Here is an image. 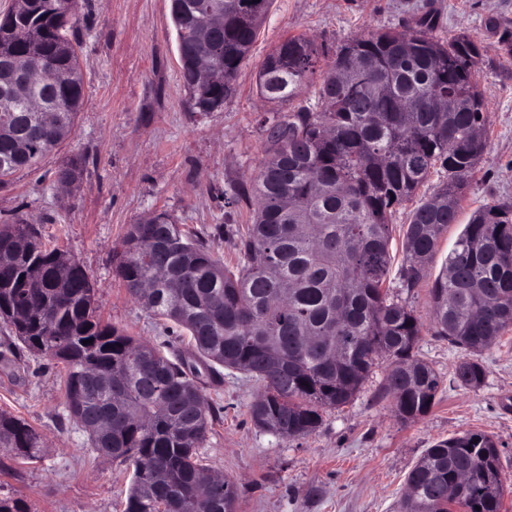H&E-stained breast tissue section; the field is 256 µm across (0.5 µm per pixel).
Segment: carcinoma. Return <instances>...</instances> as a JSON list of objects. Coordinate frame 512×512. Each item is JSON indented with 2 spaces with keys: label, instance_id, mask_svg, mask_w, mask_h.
<instances>
[{
  "label": "carcinoma",
  "instance_id": "carcinoma-1",
  "mask_svg": "<svg viewBox=\"0 0 512 512\" xmlns=\"http://www.w3.org/2000/svg\"><path fill=\"white\" fill-rule=\"evenodd\" d=\"M273 0H172L179 59L210 55L224 84L194 85L182 67L193 112H215L233 91ZM224 30L198 36L210 15ZM429 15L407 30L369 31L336 49L315 86V106L295 103L311 85L320 52L302 36L285 39L259 72L260 94L288 103L264 128L266 157L252 183L253 224L240 236L230 271L205 240L167 211L130 225L115 254L128 292L163 323L190 337L194 352L172 357L143 345L97 314L96 291L78 264L59 285L56 268L73 257L48 247L33 224H0V323L23 349L63 365L67 420L98 455L133 466L124 512H237L238 488L198 483V449L215 417L195 384L199 368L262 383L250 405L262 430L304 438L323 412L347 405L379 357L389 361L383 393L404 422L427 414L442 380L413 354L423 324L384 287L392 262V217L432 173L402 231L400 288L425 277L440 236L460 223L464 189L487 149L486 102L475 81L483 57L466 36L432 35ZM74 0H24L0 14V55L39 60V82L0 97V186L31 169L70 137L86 98ZM39 102L42 110L31 112ZM72 159L57 181L81 178ZM152 287L144 290L141 285ZM435 333L465 353L456 382L478 389L487 370L472 355L512 327V203L474 209L431 288ZM90 344H83L85 340ZM100 415L112 427H94ZM0 450L42 457L41 436L0 412ZM494 439L466 432L427 449L409 471L397 512H503L506 489ZM0 512H29L0 492Z\"/></svg>",
  "mask_w": 512,
  "mask_h": 512
}]
</instances>
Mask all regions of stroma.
Masks as SVG:
<instances>
[{
  "label": "stroma",
  "instance_id": "1",
  "mask_svg": "<svg viewBox=\"0 0 512 512\" xmlns=\"http://www.w3.org/2000/svg\"><path fill=\"white\" fill-rule=\"evenodd\" d=\"M77 13L87 101L71 138L0 188V223L26 218L46 245L74 256L96 284L100 317L130 335L188 348L187 340H166L113 272L112 253L129 224L169 212L185 230L205 237L224 267L236 266L238 237L252 222L255 202L246 197L231 205L227 199L249 186L265 158L272 106L259 95L257 75L288 37L305 36L331 55L367 30L398 29L431 13L438 38L463 34L484 46L478 82L487 102L488 147L463 207L512 203V47L502 40L512 32V0H274L232 96L222 110L207 114L186 104L171 0H78ZM76 155L85 157L86 172L68 193L56 184L55 171ZM220 223L225 234L210 236ZM461 230L449 226L428 279L412 292L401 290L397 274L387 281L391 295L423 325L418 357L443 379L425 416L407 423L396 417L391 397L381 392L383 360L349 404L326 411L316 432L291 441L252 422L258 382L240 374L216 385L202 379L220 414L201 454L212 473L236 482L238 512H396L407 474L425 450L467 431L494 437L501 473L512 481V330L480 354L487 376L475 390L454 379L462 351L432 332L433 278ZM13 342L0 325V411L38 430L45 457L0 471V485L30 512H123L131 468L99 456L85 434L64 421L62 367L29 352L13 356Z\"/></svg>",
  "mask_w": 512,
  "mask_h": 512
}]
</instances>
